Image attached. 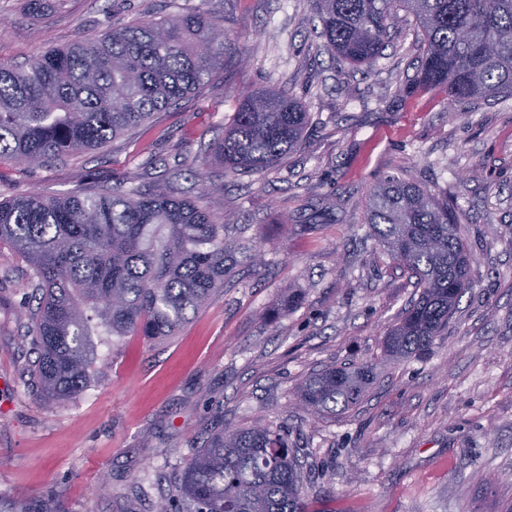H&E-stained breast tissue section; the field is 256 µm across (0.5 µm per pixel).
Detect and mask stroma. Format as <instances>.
<instances>
[{
  "label": "stroma",
  "instance_id": "stroma-1",
  "mask_svg": "<svg viewBox=\"0 0 512 512\" xmlns=\"http://www.w3.org/2000/svg\"><path fill=\"white\" fill-rule=\"evenodd\" d=\"M200 7L224 18L222 69L137 137L47 166L0 162V198L168 181L220 218L237 264L171 339L96 337L103 373L50 403L27 375L32 271L0 261V503L156 512L210 433L284 424L308 454L311 512H512V99L386 104L416 76L413 17L397 11L385 58L355 66L326 49L311 0H47L46 21L29 0H0V65ZM256 89L303 102V145L270 172L225 173L209 150ZM389 176L454 200L473 260L447 331L422 357L383 364L384 335L416 297L365 222ZM320 203L332 220L298 233ZM291 288L301 301L285 311ZM366 361L378 376L357 406L299 403L311 372Z\"/></svg>",
  "mask_w": 512,
  "mask_h": 512
}]
</instances>
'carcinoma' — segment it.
<instances>
[{"label": "carcinoma", "mask_w": 512, "mask_h": 512, "mask_svg": "<svg viewBox=\"0 0 512 512\" xmlns=\"http://www.w3.org/2000/svg\"><path fill=\"white\" fill-rule=\"evenodd\" d=\"M313 3L325 46L355 64L382 57L395 12L414 18L421 65L414 83L396 90L401 107L431 92L450 104L512 97V0ZM225 39L215 12L188 10L51 48L24 70L0 65V160L42 165L136 131L210 80L224 64ZM308 120L288 92L250 91L239 97L214 158L227 174L268 171L301 147ZM365 222L418 288L386 332L382 356L419 358L468 288L471 252L459 214L448 198L392 176L370 193ZM2 243L33 270L28 376L48 401L66 400L90 381L92 337L176 335L236 264L217 217L162 186L1 199ZM376 376L371 362L326 367L305 378L298 398L311 411H345ZM299 455L283 426L220 430L187 463L165 512H306ZM11 512L64 510L44 499Z\"/></svg>", "instance_id": "1"}]
</instances>
